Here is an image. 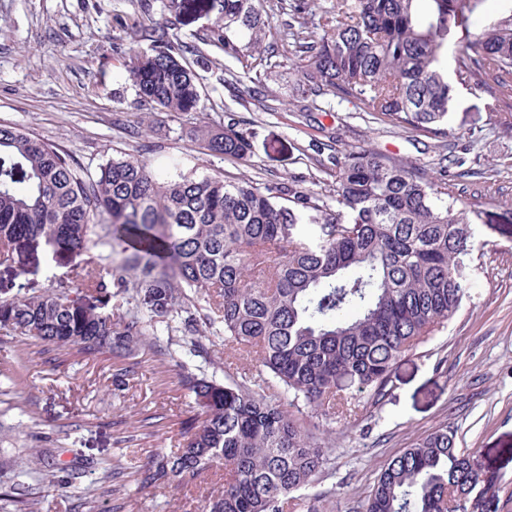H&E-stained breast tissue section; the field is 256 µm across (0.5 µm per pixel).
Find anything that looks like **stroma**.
I'll list each match as a JSON object with an SVG mask.
<instances>
[{
	"label": "stroma",
	"instance_id": "obj_1",
	"mask_svg": "<svg viewBox=\"0 0 512 512\" xmlns=\"http://www.w3.org/2000/svg\"><path fill=\"white\" fill-rule=\"evenodd\" d=\"M146 17L187 46L201 95L196 111L164 112L139 99L128 49ZM221 22L210 0H0V125L22 128L88 172L125 157L165 173L177 160L186 172L301 189L321 177L313 142L331 135L420 166L435 159L432 139L389 129L352 104H336L330 116L298 111L290 103L296 75L285 62L265 80L274 110L242 101L224 83L234 60L207 43ZM494 106L487 91L458 87L449 108L455 190L487 201L472 226L477 271L460 311L398 362L383 399L364 393L336 419H302L328 450L311 487L318 512H363L385 463L441 424L457 448L478 452L512 486V131L494 127ZM231 120L251 133L242 160L210 154L198 137ZM131 254L101 221L81 255L39 243L0 264V298L40 293L85 261L110 267ZM153 329L156 344L129 358L0 335V512H195L206 487L143 492L136 472L156 449L178 447L199 412L180 374L223 379L224 344L212 339L206 358L188 359L176 344L182 329L159 319ZM36 449L66 488H47L14 466Z\"/></svg>",
	"mask_w": 512,
	"mask_h": 512
}]
</instances>
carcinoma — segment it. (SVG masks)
<instances>
[{"instance_id": "1", "label": "carcinoma", "mask_w": 512, "mask_h": 512, "mask_svg": "<svg viewBox=\"0 0 512 512\" xmlns=\"http://www.w3.org/2000/svg\"><path fill=\"white\" fill-rule=\"evenodd\" d=\"M224 25L210 45L234 59L257 95L272 59L297 75L302 109L317 99L359 104L373 119L434 139L448 134L454 87L481 88L497 101L494 124L512 130V9L478 33L471 19L486 0H221ZM281 38L259 45L268 14ZM241 30V45L228 32ZM151 47L130 49L142 102L168 112L197 109L196 76L182 50L153 25ZM457 38L448 69L446 38ZM215 155L241 159L250 132L237 122L204 133ZM319 191L290 183L263 187L182 171L162 178L117 158L80 174L72 160L15 126L0 125V263L41 241L81 253L96 222L130 240L126 267L88 264L71 281L37 295L0 300V332L83 355L130 356L156 342L155 318L189 332L183 351H204L207 330L223 328L230 364L251 365L241 380L192 373L182 379L200 408L181 447L137 470L139 488L162 491L224 471L201 512H283L284 500L321 472L326 449L295 413L332 418L358 394L383 395L398 361L460 310L472 280V228L484 203L452 190L448 169L427 170L372 148L329 156ZM112 283L133 280L109 291ZM101 305L82 301L84 290ZM139 296L149 319L105 312L112 299ZM271 377L275 402L252 390ZM496 481L476 452L461 451L442 426L389 460L365 512H501Z\"/></svg>"}]
</instances>
